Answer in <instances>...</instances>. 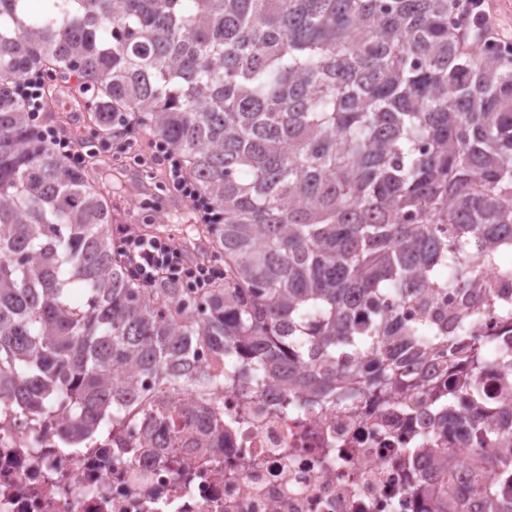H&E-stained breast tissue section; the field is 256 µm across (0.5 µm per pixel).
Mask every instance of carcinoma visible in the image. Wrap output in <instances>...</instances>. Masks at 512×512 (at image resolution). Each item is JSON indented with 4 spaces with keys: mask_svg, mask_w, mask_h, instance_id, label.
I'll use <instances>...</instances> for the list:
<instances>
[{
    "mask_svg": "<svg viewBox=\"0 0 512 512\" xmlns=\"http://www.w3.org/2000/svg\"><path fill=\"white\" fill-rule=\"evenodd\" d=\"M451 17L448 0H0V401L69 409V442L165 414L178 448L189 392L198 447L218 450L224 386L251 376L306 408L398 396L438 414L443 473L464 405L467 491L512 512V402L486 417L481 378L512 384V352L474 335L499 297L489 269L512 273V66L459 48ZM33 72L92 90L100 143L139 128L179 156L222 214L193 226L222 277L128 270L96 154L57 151L17 94ZM450 289L458 308L436 311ZM447 352L464 384L407 374ZM488 468L506 482L487 486ZM416 490L465 512L446 482Z\"/></svg>",
    "mask_w": 512,
    "mask_h": 512,
    "instance_id": "carcinoma-1",
    "label": "carcinoma"
}]
</instances>
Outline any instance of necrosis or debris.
Returning <instances> with one entry per match:
<instances>
[{"instance_id": "obj_1", "label": "necrosis or debris", "mask_w": 512, "mask_h": 512, "mask_svg": "<svg viewBox=\"0 0 512 512\" xmlns=\"http://www.w3.org/2000/svg\"><path fill=\"white\" fill-rule=\"evenodd\" d=\"M284 397L273 383L247 401L225 387L216 452L144 445L168 422L135 416L68 451L65 414L40 423L1 403L0 512H431L406 479H438L428 411L369 396L306 411Z\"/></svg>"}]
</instances>
